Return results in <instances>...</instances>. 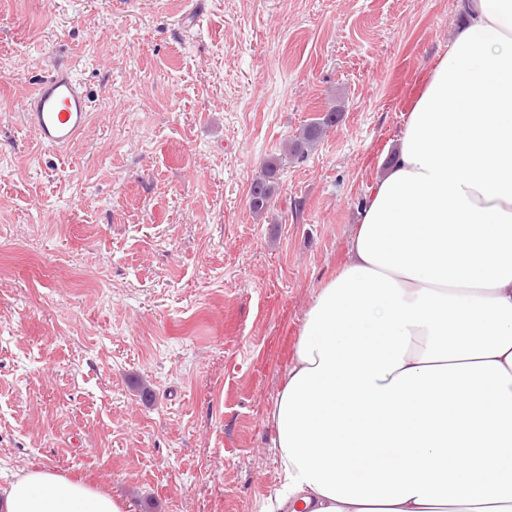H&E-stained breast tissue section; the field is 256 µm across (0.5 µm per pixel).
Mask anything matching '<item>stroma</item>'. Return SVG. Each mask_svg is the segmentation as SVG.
Instances as JSON below:
<instances>
[{"label":"stroma","mask_w":512,"mask_h":512,"mask_svg":"<svg viewBox=\"0 0 512 512\" xmlns=\"http://www.w3.org/2000/svg\"><path fill=\"white\" fill-rule=\"evenodd\" d=\"M460 20L458 0H0L1 484L41 467L132 512H262L267 413L402 132L396 81ZM60 63L91 112L53 149L23 112ZM338 112L339 109L336 108V105L332 106L325 112L322 118L302 129L299 136L291 142L289 154L294 157L305 154V151L320 138L326 129L336 124V117L337 120L339 118ZM280 164L279 158L266 161L261 173L251 184L249 204L251 210L257 215L264 214L270 206Z\"/></svg>","instance_id":"35a3bbf8"}]
</instances>
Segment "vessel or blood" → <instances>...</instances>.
<instances>
[{
	"mask_svg": "<svg viewBox=\"0 0 512 512\" xmlns=\"http://www.w3.org/2000/svg\"><path fill=\"white\" fill-rule=\"evenodd\" d=\"M28 128L46 146L74 143L89 120V94L73 72L57 66L39 79L25 102Z\"/></svg>",
	"mask_w": 512,
	"mask_h": 512,
	"instance_id": "1",
	"label": "vessel or blood"
}]
</instances>
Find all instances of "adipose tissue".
<instances>
[{
	"instance_id": "1",
	"label": "adipose tissue",
	"mask_w": 512,
	"mask_h": 512,
	"mask_svg": "<svg viewBox=\"0 0 512 512\" xmlns=\"http://www.w3.org/2000/svg\"><path fill=\"white\" fill-rule=\"evenodd\" d=\"M462 8L300 328L265 512H512V0ZM0 512L130 505L30 468Z\"/></svg>"
}]
</instances>
